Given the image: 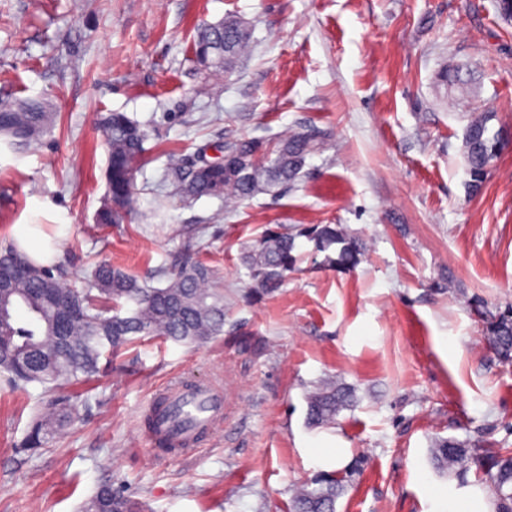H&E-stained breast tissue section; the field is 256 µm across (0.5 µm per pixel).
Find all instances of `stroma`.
Listing matches in <instances>:
<instances>
[{
    "mask_svg": "<svg viewBox=\"0 0 512 512\" xmlns=\"http://www.w3.org/2000/svg\"><path fill=\"white\" fill-rule=\"evenodd\" d=\"M233 14L252 27L235 71L193 64L196 29ZM475 72L448 102L446 63ZM48 100L56 122L27 149L0 138V246L15 224L57 236L64 281L86 286L109 260L144 278L185 243L224 290V334L191 350L145 339L101 376L60 392L0 381V512H79L101 485L144 512H289L297 487L347 476L336 512H445L480 489L476 470L436 469L437 439L486 454L512 448V363L483 332L512 304V22L496 0H0V102ZM145 124L137 210L96 218L107 194L98 116ZM494 113L505 146L472 192L464 136ZM317 127L330 138L281 195L236 208L185 203L171 157H220L225 140ZM341 225L365 254L330 264L302 234ZM295 234L282 286L261 293L242 257L267 229ZM224 389V425L178 458L152 454L142 408L178 380ZM334 381L352 407L307 421V396ZM77 407L44 447L20 446L56 394ZM343 461L324 465L323 448Z\"/></svg>",
    "mask_w": 512,
    "mask_h": 512,
    "instance_id": "stroma-1",
    "label": "stroma"
}]
</instances>
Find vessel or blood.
Instances as JSON below:
<instances>
[{"label":"vessel or blood","mask_w":512,"mask_h":512,"mask_svg":"<svg viewBox=\"0 0 512 512\" xmlns=\"http://www.w3.org/2000/svg\"><path fill=\"white\" fill-rule=\"evenodd\" d=\"M169 409L153 416L143 440L156 452L182 454L224 422V398L204 383H175L165 391Z\"/></svg>","instance_id":"1"}]
</instances>
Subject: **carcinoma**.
Listing matches in <instances>:
<instances>
[{
    "label": "carcinoma",
    "mask_w": 512,
    "mask_h": 512,
    "mask_svg": "<svg viewBox=\"0 0 512 512\" xmlns=\"http://www.w3.org/2000/svg\"><path fill=\"white\" fill-rule=\"evenodd\" d=\"M252 33L247 22L227 16L198 29L193 40L195 63L212 73L235 69L248 52ZM439 81L464 92L471 84L460 64L442 67ZM494 114L471 118L464 142L472 187L483 183L488 167L498 158L501 131H490ZM55 120L48 104L19 99L0 105V135L18 147L37 144ZM107 146V202L98 214L100 224H120L134 205L136 166L144 152L147 131L124 112L101 118ZM327 132L316 128L290 132L275 140L240 137L224 142V157L203 160L186 171L171 168L175 194L188 201L202 197L224 199L234 206L259 194L274 195L292 186L307 160L320 153ZM296 236L270 231L243 256L256 287L266 293L279 288L297 256ZM315 250H334L327 260L339 268L355 266L362 244L348 237L338 224H317L311 229ZM184 245L177 263L153 272L154 286L140 281L104 260L95 263L87 287H69L62 275L48 266H34L14 247L0 249V375L14 387L29 383L54 387L100 372V359L136 336H157L188 347L201 346L224 332V298L212 285V272L191 256ZM484 335L497 356L512 361V308L487 315ZM351 402L348 388L327 382L308 397V417L315 425L335 423ZM67 399L52 402V411L37 421L24 443L26 448L46 444L73 418ZM432 459L439 469L467 471L471 466L486 477L495 512H512V452L478 455L468 443L455 438L438 441ZM345 478L330 476L316 488L301 489L292 512H334ZM81 512H142L140 501L110 484L100 486L81 506Z\"/></svg>",
    "instance_id": "cac0c4a2"
}]
</instances>
